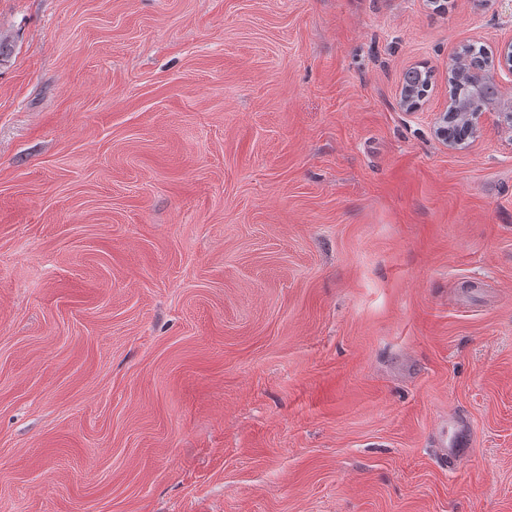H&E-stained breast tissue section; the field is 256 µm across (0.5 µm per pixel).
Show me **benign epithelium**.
Here are the masks:
<instances>
[{
  "instance_id": "obj_1",
  "label": "benign epithelium",
  "mask_w": 512,
  "mask_h": 512,
  "mask_svg": "<svg viewBox=\"0 0 512 512\" xmlns=\"http://www.w3.org/2000/svg\"><path fill=\"white\" fill-rule=\"evenodd\" d=\"M446 71L453 82L468 85L475 95L482 96L488 90L493 91V95L492 101L478 109L471 108L457 96L448 95V112L443 115V124L437 127L442 141L454 147L469 137L478 136L491 116L498 126L512 129V96L503 91L494 73L471 65L470 59L459 51L448 59Z\"/></svg>"
}]
</instances>
